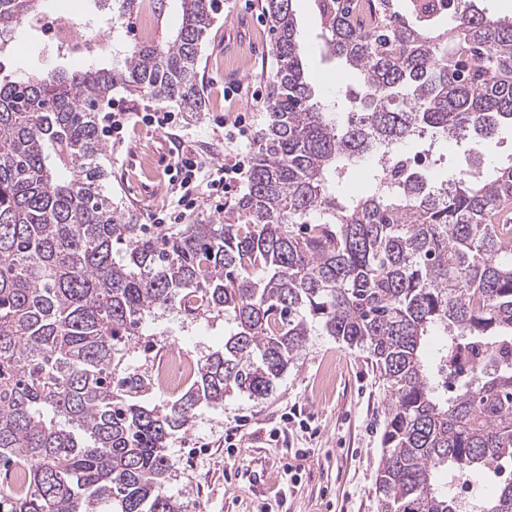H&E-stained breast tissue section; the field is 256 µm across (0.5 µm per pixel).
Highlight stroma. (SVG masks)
Instances as JSON below:
<instances>
[{
    "mask_svg": "<svg viewBox=\"0 0 512 512\" xmlns=\"http://www.w3.org/2000/svg\"><path fill=\"white\" fill-rule=\"evenodd\" d=\"M262 0H215L214 21L199 56L196 83L206 109L181 115L192 135L191 147L208 156L223 149L214 120L228 112H248L262 127L265 102L250 90L268 93L276 63L274 35ZM303 34L306 73L325 98L357 89L358 75L323 57L322 26L315 0H295ZM242 38L243 50L224 52L225 39ZM239 84L245 96L225 100L224 89ZM433 148L430 177L455 178L470 157L472 141L403 143L414 153ZM107 187L114 207L134 224L156 232L154 216L174 200L168 188L173 164L166 135L137 123L123 144L106 149ZM235 329L231 318L187 320L175 314L147 319L124 357L126 367L155 376L169 352L179 349L202 362L220 349ZM387 400L365 352L313 329L298 357L263 400L245 395L225 398L218 407L201 406L185 432L170 442L175 469L168 492L181 512H378L374 478L382 456ZM308 430H300L299 421ZM266 470L275 480L277 498L249 486L251 472Z\"/></svg>",
    "mask_w": 512,
    "mask_h": 512,
    "instance_id": "1",
    "label": "stroma"
}]
</instances>
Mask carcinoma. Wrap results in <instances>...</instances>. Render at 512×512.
Instances as JSON below:
<instances>
[{
	"label": "carcinoma",
	"instance_id": "obj_1",
	"mask_svg": "<svg viewBox=\"0 0 512 512\" xmlns=\"http://www.w3.org/2000/svg\"><path fill=\"white\" fill-rule=\"evenodd\" d=\"M40 0H0V38ZM294 0H263L276 71L245 193L219 222L150 235L112 206L95 112L112 91L205 111L195 82L211 0H181L162 44L131 43L80 71L0 75V512H180L168 444L201 404L266 398L311 327L368 354L387 397L378 512H460L455 480L512 467V164L424 192L411 176L338 189L348 162L427 131L487 139L512 126V18L442 16L387 0H316L325 48L359 76L317 99ZM125 24L143 0H96ZM351 109L359 120L336 121ZM300 228H295V225ZM231 315L224 350L177 400L144 404L121 368L149 317ZM443 340L427 352L433 337ZM492 360L459 383L476 353ZM476 512H512V477Z\"/></svg>",
	"mask_w": 512,
	"mask_h": 512
}]
</instances>
